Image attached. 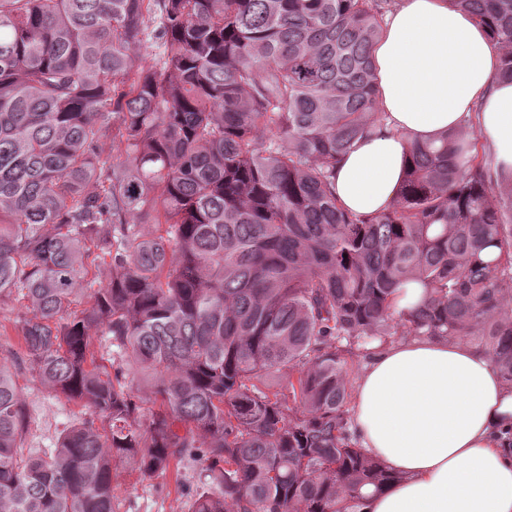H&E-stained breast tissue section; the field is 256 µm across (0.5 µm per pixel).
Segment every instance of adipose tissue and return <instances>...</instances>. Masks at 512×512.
I'll return each mask as SVG.
<instances>
[{
    "label": "adipose tissue",
    "instance_id": "obj_1",
    "mask_svg": "<svg viewBox=\"0 0 512 512\" xmlns=\"http://www.w3.org/2000/svg\"><path fill=\"white\" fill-rule=\"evenodd\" d=\"M383 120L337 163L340 205L373 215L395 201L410 146L477 128L512 170V82L486 27L448 0H401L372 47ZM352 428L398 479L364 512H512V389L465 340L410 337L375 349L357 376Z\"/></svg>",
    "mask_w": 512,
    "mask_h": 512
}]
</instances>
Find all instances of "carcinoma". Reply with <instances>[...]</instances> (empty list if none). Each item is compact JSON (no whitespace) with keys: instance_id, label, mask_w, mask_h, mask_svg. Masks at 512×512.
I'll return each instance as SVG.
<instances>
[{"instance_id":"carcinoma-1","label":"carcinoma","mask_w":512,"mask_h":512,"mask_svg":"<svg viewBox=\"0 0 512 512\" xmlns=\"http://www.w3.org/2000/svg\"><path fill=\"white\" fill-rule=\"evenodd\" d=\"M389 2L0 0V300L40 383L94 411L24 447L0 363V512H114L116 466L187 456L192 512H362L392 476L352 430L355 351L463 338L512 388V172L462 130L412 145L386 211L332 190L380 120ZM448 2L512 81V0Z\"/></svg>"}]
</instances>
